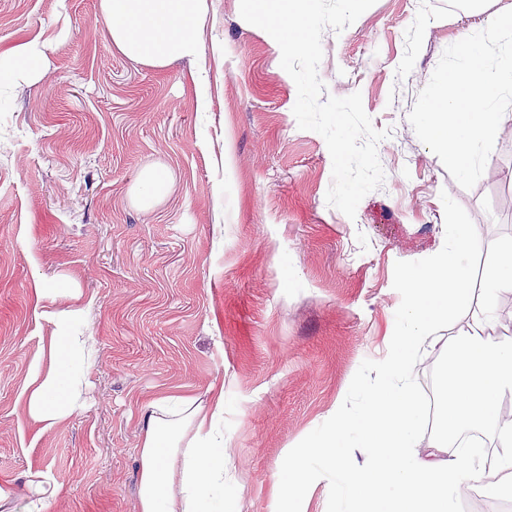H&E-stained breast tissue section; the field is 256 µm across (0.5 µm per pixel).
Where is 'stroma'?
I'll return each instance as SVG.
<instances>
[{
  "instance_id": "1",
  "label": "stroma",
  "mask_w": 512,
  "mask_h": 512,
  "mask_svg": "<svg viewBox=\"0 0 512 512\" xmlns=\"http://www.w3.org/2000/svg\"><path fill=\"white\" fill-rule=\"evenodd\" d=\"M202 51L163 68L112 44L98 0H0V52L43 44L44 77L0 86V482L25 512L32 473L63 487L44 512H137L143 415L163 394L224 386V438L240 512H267L287 453L343 401L363 360L383 356L401 303L394 265L440 251L441 193L482 248L512 235V138L462 188L409 120L444 49L512 0H376L325 29L328 94L360 93L385 173L355 218L328 206L332 159L299 129L281 51L207 0ZM160 163L168 194L131 190ZM92 298L84 407L52 428L25 388L67 289Z\"/></svg>"
}]
</instances>
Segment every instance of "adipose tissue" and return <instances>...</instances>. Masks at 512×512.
Masks as SVG:
<instances>
[{
	"instance_id": "ef3b65f1",
	"label": "adipose tissue",
	"mask_w": 512,
	"mask_h": 512,
	"mask_svg": "<svg viewBox=\"0 0 512 512\" xmlns=\"http://www.w3.org/2000/svg\"><path fill=\"white\" fill-rule=\"evenodd\" d=\"M114 46L129 59L164 67L195 57L207 0H99ZM46 54L36 42L0 55V84L39 81ZM79 312L53 316L54 338L30 383V415L45 427L71 417L81 405L85 368L77 361L88 343ZM224 391L210 387L206 399L165 394L148 405L140 448L138 512H225L231 488L224 473L231 454L224 442Z\"/></svg>"
}]
</instances>
